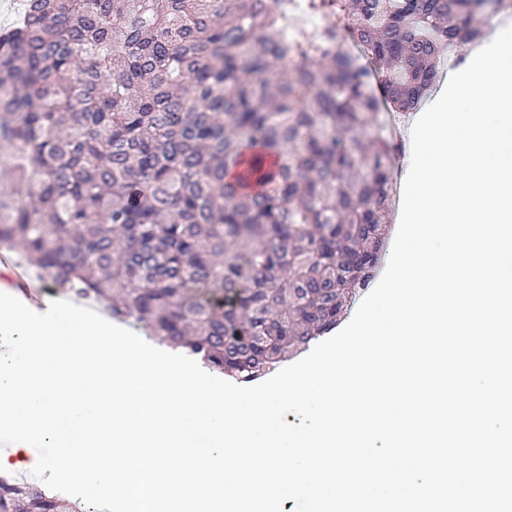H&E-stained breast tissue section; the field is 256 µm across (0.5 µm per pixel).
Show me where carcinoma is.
Returning a JSON list of instances; mask_svg holds the SVG:
<instances>
[{
  "instance_id": "1",
  "label": "carcinoma",
  "mask_w": 512,
  "mask_h": 512,
  "mask_svg": "<svg viewBox=\"0 0 512 512\" xmlns=\"http://www.w3.org/2000/svg\"><path fill=\"white\" fill-rule=\"evenodd\" d=\"M23 0L0 30V246L249 382L341 320L392 207L381 103L512 0ZM0 512H87L0 478Z\"/></svg>"
}]
</instances>
